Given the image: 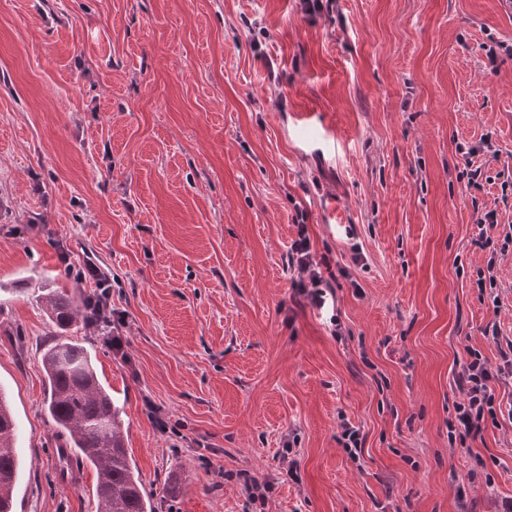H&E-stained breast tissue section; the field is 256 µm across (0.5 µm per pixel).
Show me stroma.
<instances>
[{
    "instance_id": "stroma-1",
    "label": "stroma",
    "mask_w": 512,
    "mask_h": 512,
    "mask_svg": "<svg viewBox=\"0 0 512 512\" xmlns=\"http://www.w3.org/2000/svg\"><path fill=\"white\" fill-rule=\"evenodd\" d=\"M505 43L512 0H0L15 512L96 509L94 469L58 457L36 300L90 291L88 259L123 341L94 363L156 512H512V419L448 433L458 361L497 363L490 320L512 338V251L495 308L471 243L483 211L512 224ZM302 228L321 307L291 288Z\"/></svg>"
}]
</instances>
